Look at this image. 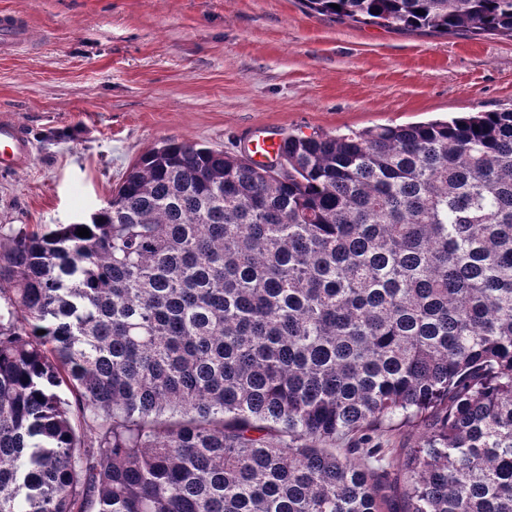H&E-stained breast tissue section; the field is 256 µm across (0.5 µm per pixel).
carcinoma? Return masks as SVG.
Instances as JSON below:
<instances>
[{
    "instance_id": "obj_1",
    "label": "carcinoma",
    "mask_w": 512,
    "mask_h": 512,
    "mask_svg": "<svg viewBox=\"0 0 512 512\" xmlns=\"http://www.w3.org/2000/svg\"><path fill=\"white\" fill-rule=\"evenodd\" d=\"M300 3L512 39V0ZM276 161L167 140L0 239V512H512V111ZM425 434L423 427L414 426L383 437L384 448H416Z\"/></svg>"
}]
</instances>
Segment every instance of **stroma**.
Segmentation results:
<instances>
[{"label": "stroma", "mask_w": 512, "mask_h": 512, "mask_svg": "<svg viewBox=\"0 0 512 512\" xmlns=\"http://www.w3.org/2000/svg\"><path fill=\"white\" fill-rule=\"evenodd\" d=\"M30 39L0 51V119L32 142L0 172V235L89 222L166 140L253 139L512 110V40L399 32L299 0H0Z\"/></svg>", "instance_id": "stroma-1"}]
</instances>
